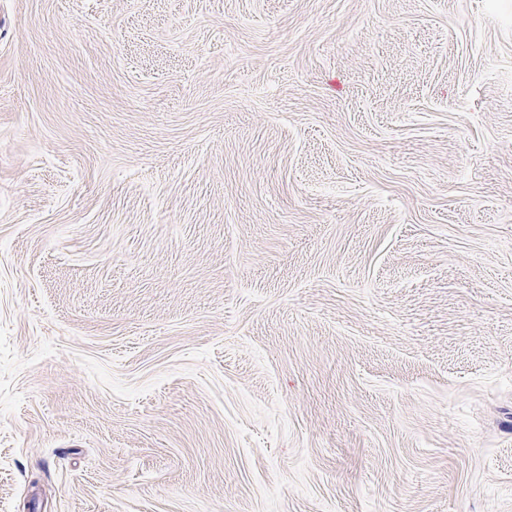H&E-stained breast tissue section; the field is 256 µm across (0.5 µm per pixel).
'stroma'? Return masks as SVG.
Wrapping results in <instances>:
<instances>
[{
	"label": "stroma",
	"instance_id": "obj_1",
	"mask_svg": "<svg viewBox=\"0 0 512 512\" xmlns=\"http://www.w3.org/2000/svg\"><path fill=\"white\" fill-rule=\"evenodd\" d=\"M0 512H512V0H0Z\"/></svg>",
	"mask_w": 512,
	"mask_h": 512
}]
</instances>
